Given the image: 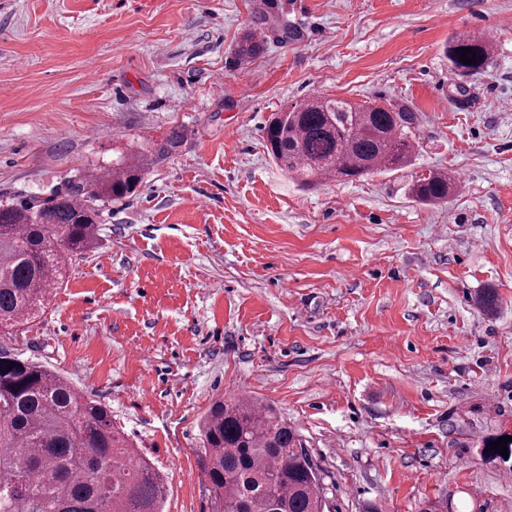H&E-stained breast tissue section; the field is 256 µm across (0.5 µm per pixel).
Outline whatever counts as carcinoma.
I'll list each match as a JSON object with an SVG mask.
<instances>
[{"mask_svg":"<svg viewBox=\"0 0 512 512\" xmlns=\"http://www.w3.org/2000/svg\"><path fill=\"white\" fill-rule=\"evenodd\" d=\"M266 37L245 32L237 54L261 53ZM477 61H460L461 48ZM492 48L461 34L448 41L451 70L483 74ZM411 112L313 95L272 115L265 143L302 184L355 180L407 167ZM173 129L156 147L126 154L105 172L79 173L65 188L26 204L0 203V334L36 318L63 283L72 257L95 243L102 209L135 192L149 166L175 150ZM454 178L419 176L420 202H445ZM199 463L212 512H325L324 487L308 449L277 410L247 397L219 402L201 422ZM162 478L97 400L21 349L0 342V512H163Z\"/></svg>","mask_w":512,"mask_h":512,"instance_id":"obj_1","label":"carcinoma"}]
</instances>
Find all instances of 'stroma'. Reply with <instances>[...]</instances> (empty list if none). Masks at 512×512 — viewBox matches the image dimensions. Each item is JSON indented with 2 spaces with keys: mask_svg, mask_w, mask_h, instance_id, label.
I'll return each instance as SVG.
<instances>
[{
  "mask_svg": "<svg viewBox=\"0 0 512 512\" xmlns=\"http://www.w3.org/2000/svg\"><path fill=\"white\" fill-rule=\"evenodd\" d=\"M464 32L486 73L451 72ZM315 94L409 107L411 165L301 185L264 126ZM509 103L512 0H0V200L184 132L16 345L107 406L165 512H209L198 426L241 394L298 429L329 512H512L482 451L512 429ZM432 170L447 202L409 192ZM266 44V37L261 32L249 30L237 43L236 52L241 58H252L261 53ZM461 47L472 48V51L476 52V64L467 65L460 61ZM491 52L492 48L487 40L469 34L456 35L448 41V47L446 48L450 68L459 76L486 73L490 64Z\"/></svg>",
  "mask_w": 512,
  "mask_h": 512,
  "instance_id": "35a3bbf8",
  "label": "stroma"
}]
</instances>
